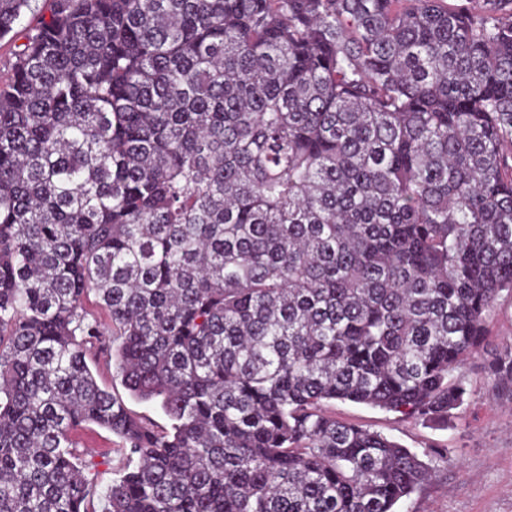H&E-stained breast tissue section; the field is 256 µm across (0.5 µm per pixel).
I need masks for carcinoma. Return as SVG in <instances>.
Instances as JSON below:
<instances>
[{
	"label": "carcinoma",
	"mask_w": 512,
	"mask_h": 512,
	"mask_svg": "<svg viewBox=\"0 0 512 512\" xmlns=\"http://www.w3.org/2000/svg\"><path fill=\"white\" fill-rule=\"evenodd\" d=\"M33 2L0 0V512H396L432 470L323 405L468 395L512 294V0ZM24 41L25 40L23 38L11 41L8 40V37L3 41H0V85L4 84L10 76L15 62V52L18 49L17 46L24 43ZM88 362L99 385L122 396L131 411L155 425L167 424V417L158 405L137 401L128 396L120 380L113 377L115 373L112 369V360L104 355H99L96 361L89 359ZM78 439L81 448L91 452L96 461L103 460L101 454L108 448L118 447V439L114 435L96 426H90L79 431Z\"/></svg>",
	"instance_id": "carcinoma-1"
}]
</instances>
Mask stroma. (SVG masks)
Instances as JSON below:
<instances>
[{"label":"stroma","instance_id":"1","mask_svg":"<svg viewBox=\"0 0 512 512\" xmlns=\"http://www.w3.org/2000/svg\"><path fill=\"white\" fill-rule=\"evenodd\" d=\"M488 334L464 366L470 393L448 425L351 402L326 412L415 450L433 468L431 482L402 501L399 512H512V391L496 386L485 368L512 350V295L502 294Z\"/></svg>","mask_w":512,"mask_h":512}]
</instances>
